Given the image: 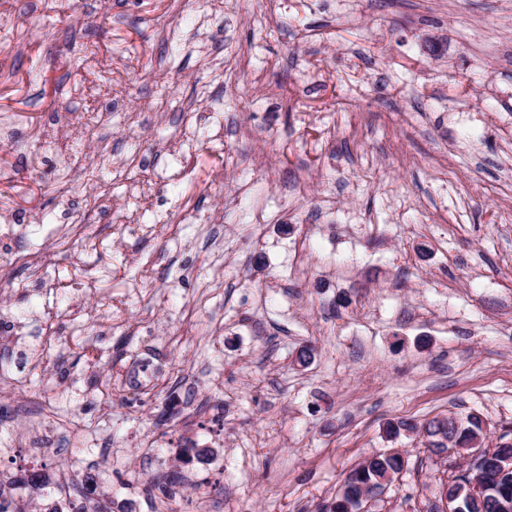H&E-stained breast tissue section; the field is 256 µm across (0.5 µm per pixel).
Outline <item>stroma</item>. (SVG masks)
<instances>
[{"label": "stroma", "instance_id": "stroma-1", "mask_svg": "<svg viewBox=\"0 0 512 512\" xmlns=\"http://www.w3.org/2000/svg\"><path fill=\"white\" fill-rule=\"evenodd\" d=\"M0 27V214L31 257L0 270L28 327L0 335V472L42 471L27 512H71L80 466L109 512L172 480L189 512H317L391 447L371 510L423 512L444 467L384 422L512 434V0H0ZM483 419L481 413H468L465 419L459 421L458 427L451 431L449 437L452 442L459 447H467L475 439H482L484 432L487 433V425L484 427V431L482 428ZM444 414H438L431 419L425 420L424 422H416L412 419H399L397 421H389L383 428L388 438H396L403 432L409 433H421L426 431L431 434L436 431L437 428L444 424V421L448 419V416H442Z\"/></svg>", "mask_w": 512, "mask_h": 512}]
</instances>
